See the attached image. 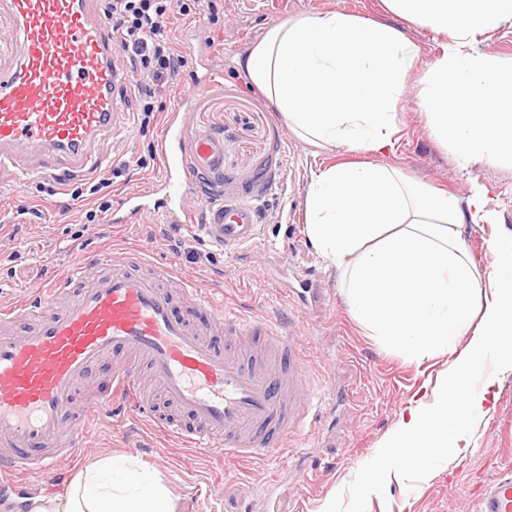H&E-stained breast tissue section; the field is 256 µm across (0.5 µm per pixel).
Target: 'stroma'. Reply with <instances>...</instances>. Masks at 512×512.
Masks as SVG:
<instances>
[{
	"label": "stroma",
	"instance_id": "1",
	"mask_svg": "<svg viewBox=\"0 0 512 512\" xmlns=\"http://www.w3.org/2000/svg\"><path fill=\"white\" fill-rule=\"evenodd\" d=\"M219 21L204 15H175L172 41L188 55L186 28L198 41L212 40L223 69L207 91L191 93L183 116L184 147L204 135L224 141V165L216 178L200 182L187 202L203 211L210 188L258 206L262 235L257 244L221 252L180 230L171 233L165 217L150 215L132 224L110 223L98 212L99 199L147 190L160 174L157 140L165 112L190 93L188 71L157 96L160 107L144 130L103 135L91 157L101 177L111 179L99 198L73 200L75 178L17 185L11 171H0V254L11 255L0 268V303L27 298L73 260L117 245H146L177 262L183 278L259 317L277 311L292 322L307 321L312 336L306 348L328 397L314 432L300 436L286 458L227 464L212 454L191 450L153 429L147 418L119 407L112 422L97 426L83 442L80 457L62 467L63 480L92 461L132 455L154 469L171 489L177 512H318L335 499L336 512H470L480 486L512 469V371L496 375L485 413L460 443L458 455L435 459L424 470L384 489L358 497L352 486L375 458L382 440L401 413L430 394L445 375L450 358L420 359L382 343L350 312L335 270L327 268L305 233L304 199L312 171L352 160V153L318 150L298 140L267 98L250 82L238 61L266 28L298 13L342 11L391 21L380 0H223ZM399 141L387 163L411 178L466 198L472 182L491 188L493 223L463 224L461 239L474 262L495 267L498 241L512 234V159L474 162L460 169L456 156L431 134L415 87L397 106ZM96 211L95 221L85 214ZM307 269L319 279L321 304L307 316L288 306V295L272 287L284 265Z\"/></svg>",
	"mask_w": 512,
	"mask_h": 512
}]
</instances>
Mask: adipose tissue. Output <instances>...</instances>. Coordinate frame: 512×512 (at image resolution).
<instances>
[{"mask_svg":"<svg viewBox=\"0 0 512 512\" xmlns=\"http://www.w3.org/2000/svg\"><path fill=\"white\" fill-rule=\"evenodd\" d=\"M382 2L395 23L297 14L270 26L240 60L298 138L366 156L313 172L305 200L306 235L336 269L353 314L413 356L451 357L430 400L385 436L364 476L368 489L452 454L494 384L479 374L485 361L512 370V239L498 243L501 262L487 271L460 235L461 224L493 222L489 188L473 184L461 199L383 161L411 77L431 134L461 164L512 157V64L479 47L481 35L512 25V0ZM409 25L444 38L425 67ZM34 512H176V501L137 458L112 456L79 469L64 494L39 500Z\"/></svg>","mask_w":512,"mask_h":512,"instance_id":"ef3b65f1","label":"adipose tissue"}]
</instances>
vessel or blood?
Instances as JSON below:
<instances>
[{
  "label": "vessel or blood",
  "instance_id": "obj_1",
  "mask_svg": "<svg viewBox=\"0 0 512 512\" xmlns=\"http://www.w3.org/2000/svg\"><path fill=\"white\" fill-rule=\"evenodd\" d=\"M101 2L0 0V14L16 31L13 61L0 66V170H14L18 183L82 168L103 134L130 127L132 82ZM182 122L180 111L169 113L161 178L148 190L118 195L113 213L195 224L185 199L196 174L222 167L224 143L201 138L187 167L178 157ZM30 153L39 155L38 167L21 166ZM206 210L196 226L213 247L251 245L261 236L249 202L216 195ZM180 295L194 300L205 327L177 312ZM298 334L277 317L234 315L212 303L174 259L146 246L69 265L44 294L0 306V495L11 498L17 476L56 475L75 461L88 422H110L114 400L143 413L139 376L125 365L104 396L73 407L96 367L126 356L146 364L179 413V420L161 421L165 434L228 462L284 453L307 424L315 392ZM473 512H512V474L482 485Z\"/></svg>",
  "mask_w": 512,
  "mask_h": 512
}]
</instances>
